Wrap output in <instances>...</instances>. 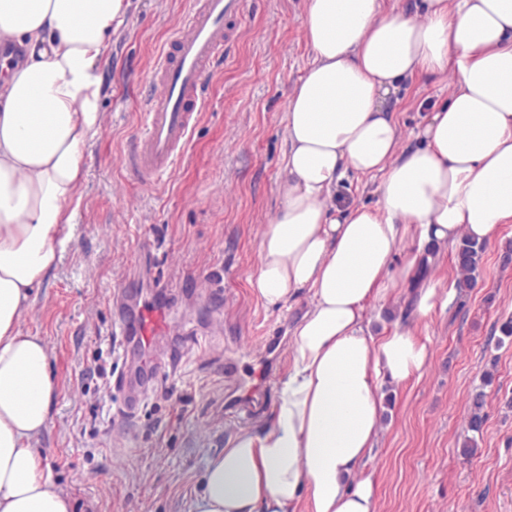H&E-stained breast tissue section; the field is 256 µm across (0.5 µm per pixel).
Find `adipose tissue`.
<instances>
[{
    "label": "adipose tissue",
    "instance_id": "ef3b65f1",
    "mask_svg": "<svg viewBox=\"0 0 512 512\" xmlns=\"http://www.w3.org/2000/svg\"><path fill=\"white\" fill-rule=\"evenodd\" d=\"M128 0H0V512H72L36 443L55 396L41 336L22 331L35 290L72 236L83 149L101 132L99 64ZM312 61L285 112L279 209L260 238L266 306L312 303L272 415L207 458L194 512H375L363 469L381 425L377 376L420 372L426 350L398 329L366 335L419 251L491 242L512 222V0H306ZM456 80L399 147L387 98L417 76ZM381 175L377 208L337 210L345 171Z\"/></svg>",
    "mask_w": 512,
    "mask_h": 512
}]
</instances>
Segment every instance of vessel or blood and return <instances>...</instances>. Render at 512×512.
I'll return each mask as SVG.
<instances>
[{
    "label": "vessel or blood",
    "mask_w": 512,
    "mask_h": 512,
    "mask_svg": "<svg viewBox=\"0 0 512 512\" xmlns=\"http://www.w3.org/2000/svg\"><path fill=\"white\" fill-rule=\"evenodd\" d=\"M247 0H191L182 22L171 32L150 75V91L142 102L141 130L126 163L145 184L172 171L184 156L193 127L209 104L208 89L218 63L234 43L232 26L244 20ZM163 312L120 315L121 336L150 350L155 337L173 332ZM272 381L267 365L252 369L238 384L240 401L231 414L253 418L264 412Z\"/></svg>",
    "instance_id": "1"
}]
</instances>
